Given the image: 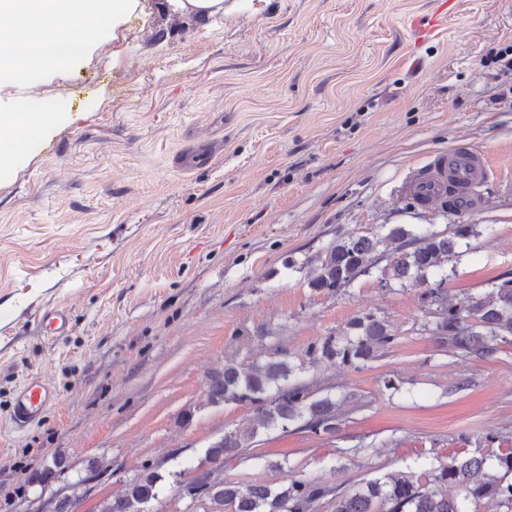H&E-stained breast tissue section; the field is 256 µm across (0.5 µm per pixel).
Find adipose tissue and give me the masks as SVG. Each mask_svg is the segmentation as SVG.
Wrapping results in <instances>:
<instances>
[{
    "label": "adipose tissue",
    "mask_w": 512,
    "mask_h": 512,
    "mask_svg": "<svg viewBox=\"0 0 512 512\" xmlns=\"http://www.w3.org/2000/svg\"><path fill=\"white\" fill-rule=\"evenodd\" d=\"M134 0H0V17L12 19L0 28V84L34 77L48 66L65 68L85 55V32L117 23ZM62 113L54 103L33 105L18 99L13 112L0 115V169L14 165L21 146Z\"/></svg>",
    "instance_id": "1"
}]
</instances>
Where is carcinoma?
Returning <instances> with one entry per match:
<instances>
[{"mask_svg": "<svg viewBox=\"0 0 512 512\" xmlns=\"http://www.w3.org/2000/svg\"><path fill=\"white\" fill-rule=\"evenodd\" d=\"M475 235L474 224H457L448 235L412 224H395L385 234L347 233L326 249L309 286L336 293L371 274L379 254L393 244L397 256L380 271L381 286L412 288L429 283V276H434L433 286L421 294L433 317L424 331L454 351L486 357L512 343V277H499L484 298L464 294L450 302L445 288L449 277L445 265L460 256L461 242ZM394 341L386 321L367 311L350 322L342 339L327 337L312 345L307 355L355 366L375 358ZM300 369L274 357L246 372L229 363L209 376L211 403L248 402L255 406V417L213 443L210 466L179 483L182 495L193 504L200 503L203 512H310L314 501L327 497L333 512H479L483 504L512 512V448L493 455L451 456L448 464L424 470L423 481L384 477L353 491L308 479L278 489L262 482L224 480V460L249 447L260 429L286 432L297 425L315 434L336 429V400L329 395L312 398L300 380ZM160 481L158 465L146 460L126 482L124 492L102 499L96 512H151L149 504L159 497ZM450 487L456 493H448Z\"/></svg>", "mask_w": 512, "mask_h": 512, "instance_id": "cac0c4a2", "label": "carcinoma"}]
</instances>
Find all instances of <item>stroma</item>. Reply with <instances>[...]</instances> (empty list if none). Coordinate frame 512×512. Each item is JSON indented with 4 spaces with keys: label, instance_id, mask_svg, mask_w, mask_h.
<instances>
[{
    "label": "stroma",
    "instance_id": "obj_1",
    "mask_svg": "<svg viewBox=\"0 0 512 512\" xmlns=\"http://www.w3.org/2000/svg\"><path fill=\"white\" fill-rule=\"evenodd\" d=\"M439 3L224 0L206 19L135 0L77 66L0 87V114L19 96L66 105L0 171V512L57 489L95 512L147 460L161 512H194L178 480L254 415L207 396L229 362L304 363L311 396L340 403L333 432H260L225 461L229 481L347 490L512 438V344L450 351L421 330V288L374 273L333 294L308 285L341 233L395 224L492 225L456 260L449 299L512 274V0H458L418 39ZM462 141L488 157L482 209L400 198L412 169ZM61 308L68 332L44 334L38 314ZM365 311L393 347L357 369L308 363ZM33 375L57 399L17 434L12 402ZM57 456L64 469L32 482ZM91 464L105 475L88 496Z\"/></svg>",
    "mask_w": 512,
    "mask_h": 512
}]
</instances>
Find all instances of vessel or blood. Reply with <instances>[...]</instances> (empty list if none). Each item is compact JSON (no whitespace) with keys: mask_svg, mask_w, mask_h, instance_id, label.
Returning a JSON list of instances; mask_svg holds the SVG:
<instances>
[{"mask_svg":"<svg viewBox=\"0 0 512 512\" xmlns=\"http://www.w3.org/2000/svg\"><path fill=\"white\" fill-rule=\"evenodd\" d=\"M489 176L484 151L457 146L434 153L401 183L400 194L419 208L450 204L455 213L468 214L483 206L481 188ZM56 399L54 390L39 377L18 387L10 415L14 431L22 432L41 418Z\"/></svg>","mask_w":512,"mask_h":512,"instance_id":"vessel-or-blood-1","label":"vessel or blood"}]
</instances>
